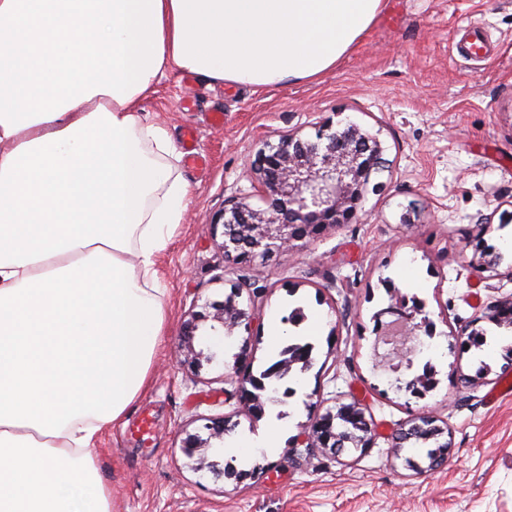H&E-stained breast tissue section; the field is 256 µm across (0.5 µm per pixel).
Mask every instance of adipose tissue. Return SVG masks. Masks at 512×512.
Instances as JSON below:
<instances>
[{
    "mask_svg": "<svg viewBox=\"0 0 512 512\" xmlns=\"http://www.w3.org/2000/svg\"><path fill=\"white\" fill-rule=\"evenodd\" d=\"M385 0H0V512H115L91 446L150 377L189 184L144 99L176 69L324 75Z\"/></svg>",
    "mask_w": 512,
    "mask_h": 512,
    "instance_id": "adipose-tissue-1",
    "label": "adipose tissue"
}]
</instances>
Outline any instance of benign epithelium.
<instances>
[{
	"label": "benign epithelium",
	"instance_id": "7a95c632",
	"mask_svg": "<svg viewBox=\"0 0 512 512\" xmlns=\"http://www.w3.org/2000/svg\"><path fill=\"white\" fill-rule=\"evenodd\" d=\"M384 148L376 134L348 122L333 127L327 119L319 127L316 140H305L294 133L282 136L278 143H266L253 162L250 175L260 185L265 207L253 208L244 197H235L224 205L222 214L225 270L235 276L231 290L224 299L204 304L184 323L182 336L191 353L189 366L198 370L202 363L215 361L217 354L210 345L216 338L233 336L243 328L250 330L256 312L241 306L243 291L255 284V261L270 254L294 251L306 241L331 229L361 219V203L369 190L372 176L383 169ZM497 321L512 324V299L495 300L486 304L461 334L475 336L477 324ZM204 348L195 350L194 341ZM309 355L295 352L276 364L267 376H284L296 363H306ZM237 394L254 415L265 413L262 379L235 370ZM353 423L359 434L360 447L373 443L374 430L358 403H339L327 408L311 420L304 432L303 445L321 448L336 454L343 426ZM222 418L205 425L207 436L188 433L182 440V451L193 458L203 449L219 454L224 451Z\"/></svg>",
	"mask_w": 512,
	"mask_h": 512
}]
</instances>
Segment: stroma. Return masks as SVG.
I'll return each mask as SVG.
<instances>
[{
    "label": "stroma",
    "instance_id": "1",
    "mask_svg": "<svg viewBox=\"0 0 512 512\" xmlns=\"http://www.w3.org/2000/svg\"><path fill=\"white\" fill-rule=\"evenodd\" d=\"M215 112L223 125L212 123ZM142 116L176 146L194 128L208 164L180 165L190 193L156 263L166 329L150 384L93 442L119 512H512V393L500 392L512 380V329L487 325L478 349L459 333L480 306L512 296V0H386L319 80L246 89L172 70ZM329 118L378 134L387 161L373 176L380 190L366 195L360 222L257 262L258 291L242 301L258 320L217 362L190 368L178 348L183 322L230 291L215 226L225 203L245 195L263 207L250 176L257 151L291 131L314 138ZM484 245L502 256L496 272L472 267ZM394 291L420 300L436 325L438 383L422 398L395 389V374L374 365L372 316ZM297 306L307 320L293 333L313 344V365L299 374L295 396L253 417L227 376L241 353L253 373L272 364L270 323ZM353 400L375 426L371 448L335 457L297 445L313 416ZM145 413L153 426L141 435L133 427ZM419 415L448 431L440 468L413 469L409 460L424 449L392 445ZM220 417L229 441L279 430L274 451L224 453L247 471L243 481L196 470L181 450L186 434Z\"/></svg>",
    "mask_w": 512,
    "mask_h": 512
}]
</instances>
